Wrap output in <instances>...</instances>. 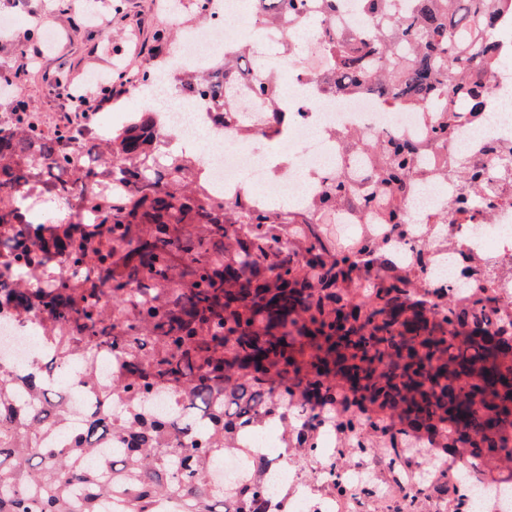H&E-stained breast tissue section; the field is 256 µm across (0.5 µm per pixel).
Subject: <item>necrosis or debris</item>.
Here are the masks:
<instances>
[{
	"label": "necrosis or debris",
	"mask_w": 512,
	"mask_h": 512,
	"mask_svg": "<svg viewBox=\"0 0 512 512\" xmlns=\"http://www.w3.org/2000/svg\"><path fill=\"white\" fill-rule=\"evenodd\" d=\"M213 37L184 32L177 45L182 62L190 68L207 67L218 51L236 47L259 31L246 0H225L224 8L213 13ZM267 42L283 39L298 42L305 52V71L287 69L271 57H263L258 68L273 75L286 74L288 134L284 138L285 157L273 156L267 149L269 135L261 128L243 135L236 125L224 121L222 113L211 111L205 99H187L172 91V111L163 113L156 129L158 138L176 133L186 146H200V165L226 200L241 196L245 187L260 188L264 197L276 202L307 206L322 195L325 174L339 165L340 145L352 133L386 136L393 140L423 143L428 139L430 117L425 112H395L367 94L316 99L314 74L325 69L319 40L299 30L263 32ZM488 108L497 121L463 120L447 142L428 151L414 177L405 216L412 228L400 232L393 224H353L341 215V235L345 241L378 239L389 242L400 259L419 264L429 287L456 294L464 285H473L482 271H494L500 278L496 295L512 302V164L503 165L497 149L512 146V71L489 73ZM465 160L474 170L491 174L482 183L481 195L491 216L490 223L437 224V214L453 209L456 188L444 179V166ZM40 316L21 320L14 312L0 311V362L16 373L38 364L50 380L66 384L62 406L63 427H71L90 411L102 405L97 384L68 378L66 372L51 367L40 336ZM248 447L264 462L266 473L275 474L277 483L265 486L263 495L280 504L284 512H366L367 505L393 500L414 499L422 512H454V503L440 497L433 484L423 482L426 460L406 459L392 463L388 455L380 460L386 470H397L396 481L382 484L370 464L343 468L337 464L336 435L324 427L314 431L315 452L308 468L281 463L286 450L276 422L268 420L258 431L246 434Z\"/></svg>",
	"instance_id": "1"
}]
</instances>
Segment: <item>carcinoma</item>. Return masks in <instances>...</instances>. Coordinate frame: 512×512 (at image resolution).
I'll return each instance as SVG.
<instances>
[{"instance_id":"1","label":"carcinoma","mask_w":512,"mask_h":512,"mask_svg":"<svg viewBox=\"0 0 512 512\" xmlns=\"http://www.w3.org/2000/svg\"><path fill=\"white\" fill-rule=\"evenodd\" d=\"M360 0L375 32L336 26L338 0H255L260 22L284 30L322 12L320 40L329 69L322 93H367L395 111L430 113V138L448 139L467 116L486 110L485 77L506 56L491 34L512 0ZM236 47L208 74L178 78L235 114L239 129L288 111L279 82L250 71ZM149 67L119 69L112 82L134 92ZM148 109L103 144L85 145L71 168L69 130L44 131L24 105L0 125V307L36 313L58 366L79 356L84 375L103 352L127 368L104 385L103 408L56 426L63 396L34 376L0 366V512H99L115 485L129 512H154L158 495L183 498L184 512H273L252 465L231 483L211 479L238 448L236 416L271 418L287 433L289 460L314 450L306 432L335 425L344 458L367 448L417 454V440L448 453L475 480L508 484L492 471L512 462V305L495 283L448 292L421 288L422 269L372 239L347 244L320 228L336 210L367 211L373 224L405 225L408 179L419 149L405 141L354 137L347 152L370 158L328 179L307 207L260 205L250 194L226 202L184 154H164ZM112 173V196L94 190ZM467 174L459 204L436 216L468 224L483 199ZM72 200L67 224H34L20 201ZM178 389L204 417L181 407L150 412L149 390Z\"/></svg>"}]
</instances>
